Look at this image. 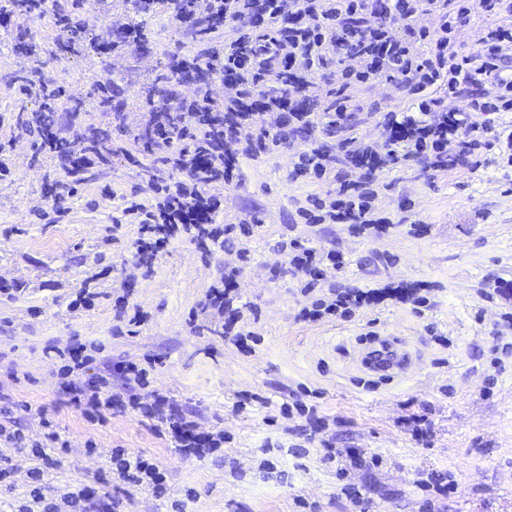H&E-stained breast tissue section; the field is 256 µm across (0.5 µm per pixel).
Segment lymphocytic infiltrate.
I'll use <instances>...</instances> for the list:
<instances>
[{"mask_svg":"<svg viewBox=\"0 0 512 512\" xmlns=\"http://www.w3.org/2000/svg\"><path fill=\"white\" fill-rule=\"evenodd\" d=\"M147 10L166 4L173 20L192 37L230 28L234 36L224 51L207 59L194 56L191 66L209 70L228 97L221 103L211 91L178 81L172 95L175 110L156 106L142 113L145 139L136 150H124L126 163L146 175L150 203L130 200L125 216L137 226L133 241L139 262L154 259L171 242L187 238L202 253L233 241L235 225L219 224L220 186L237 183L243 157H256L270 147L294 149V175L313 184L333 183L325 196L311 195L297 213L304 224H345L362 233L381 236L393 222L378 215V174L408 163L443 172L453 168L478 169L482 152L499 143L512 147V133L497 131L492 115L512 112V0H136ZM28 20L52 17L60 35L71 38L89 28L87 19L58 13L55 0H25ZM496 17L491 26L474 29L471 50H463L459 33L475 14ZM341 65L329 94L341 105L309 109L305 94L313 88L319 70L329 58ZM285 90L270 94L271 80ZM398 83L406 104L384 112L383 142L368 141L347 132L354 92L378 83ZM477 97L468 108L458 100L469 88ZM20 94L36 98L42 106L63 110L79 102L82 88L52 78L27 80ZM276 113L267 123L266 113ZM483 121H475V114ZM18 135L31 137L34 153H50L63 161V173L52 186L49 205L54 213L68 209L77 179L102 163L95 152L72 149L84 134L77 121H51L42 128L17 124ZM310 135L309 146L295 149L296 132ZM280 253L292 272L303 273L302 295L312 302L299 313L302 320L325 316L349 318L362 306L379 301L375 288H339L328 285V273L345 264L343 254L324 253L293 239L281 242ZM240 268L225 272L211 284L200 301L202 312L222 319L225 332L248 349L255 332L238 329L240 308L234 307ZM62 366L59 387L67 403L85 418L106 423L113 413H132L169 436L181 456L202 458L224 445L223 431H204L176 400L150 388L149 368L134 362L117 365L122 379L112 390L106 375L86 344L59 351ZM108 477L76 485L60 499L45 493V472L32 468L31 502L21 512H119L122 500L112 496L110 480L162 497L167 473L142 455L123 448L111 452Z\"/></svg>","mask_w":512,"mask_h":512,"instance_id":"f902f5d3","label":"lymphocytic infiltrate"}]
</instances>
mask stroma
Segmentation results:
<instances>
[{
	"instance_id": "35a3bbf8",
	"label": "stroma",
	"mask_w": 512,
	"mask_h": 512,
	"mask_svg": "<svg viewBox=\"0 0 512 512\" xmlns=\"http://www.w3.org/2000/svg\"><path fill=\"white\" fill-rule=\"evenodd\" d=\"M100 15V30L116 33L147 21L146 42L100 56L94 52L100 31L70 51L47 21L27 30L0 28V136H9L20 109L37 106L13 87L24 71L34 80L62 76L82 87V124L132 143L143 92L152 91L158 103L165 98L166 83L154 80L160 65L196 55L200 46L161 10L140 15L120 0ZM101 79L114 85L118 111L97 108ZM384 93L381 86L357 93L351 122L357 136L383 141ZM62 168L54 155L33 159L29 141L20 138L10 174L0 175V383L16 400L46 406L70 443L42 462L31 449L0 447V460L13 469L9 485H0V512H16L26 502L33 465L42 466L56 489L108 470L115 448L146 455L168 477L162 498L141 491L128 499L113 487L126 512H172V502L186 500L189 489L195 497L186 500L187 512H354L345 493L349 483L362 491L370 512H423L430 494L416 480L419 471L432 469L453 473L461 486L447 512H512V356L498 367L492 350L503 312L494 290L512 282V166H502L495 153L474 172L434 175L413 164L382 173L376 205L394 223L383 237L358 235L344 224H300L298 207L308 195H325L326 186L292 178L285 149L246 157L239 183L223 191L217 220L259 219L253 236L242 240L247 258L232 249L206 259L194 242L181 239L148 266L133 254L135 225L122 220L127 200L142 194L140 170L113 158L78 186L68 214L43 217L46 181ZM418 219L428 226L421 236L410 231ZM296 236L344 255V267L332 277L336 286L422 285L426 306L387 299L347 320H301L308 300L297 277H270L271 268L285 262L278 243ZM236 265L243 268L241 297L258 311L248 353L225 338L215 319L189 324L204 290ZM84 289L95 299L75 305ZM126 289L131 303L151 316L133 333L114 305ZM377 336L408 343L419 356L413 374L389 379L362 367L361 352ZM76 339L101 345L103 370L158 359L152 388L174 395L201 428L223 429L218 455L183 460L130 413L113 414L103 425L86 421L58 391L55 351ZM245 393L268 403L234 410L237 395ZM300 395L328 419L311 444L302 418L278 412ZM415 412L431 422L427 441L403 425ZM89 440L96 445L91 452ZM327 445L359 449L364 459L339 478L335 464L320 460Z\"/></svg>"
}]
</instances>
